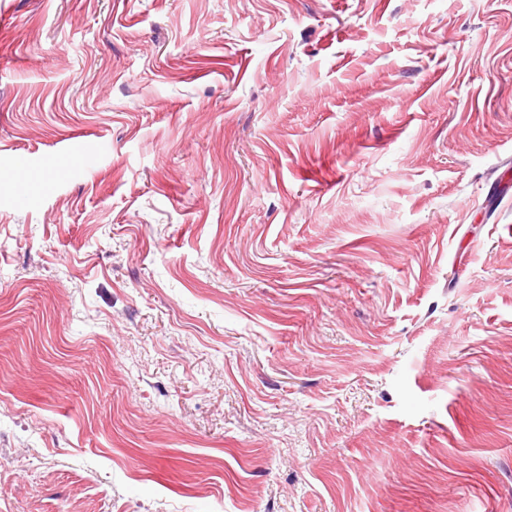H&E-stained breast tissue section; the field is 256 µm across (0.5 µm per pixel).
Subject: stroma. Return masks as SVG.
<instances>
[{
    "label": "stroma",
    "instance_id": "1",
    "mask_svg": "<svg viewBox=\"0 0 512 512\" xmlns=\"http://www.w3.org/2000/svg\"><path fill=\"white\" fill-rule=\"evenodd\" d=\"M0 512H512V0H0Z\"/></svg>",
    "mask_w": 512,
    "mask_h": 512
}]
</instances>
